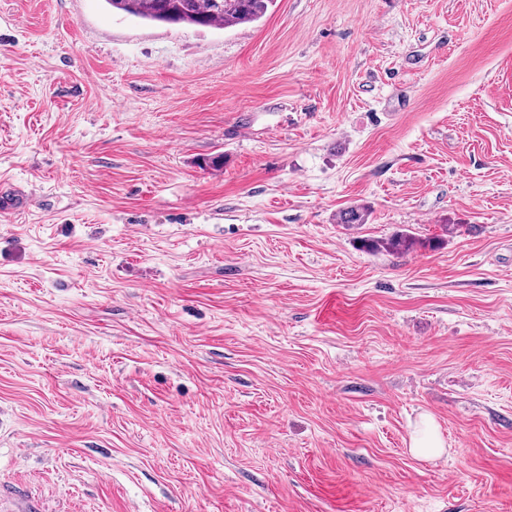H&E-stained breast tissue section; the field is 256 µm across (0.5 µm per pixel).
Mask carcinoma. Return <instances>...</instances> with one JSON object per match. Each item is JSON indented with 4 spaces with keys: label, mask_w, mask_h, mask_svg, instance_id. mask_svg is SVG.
<instances>
[{
    "label": "carcinoma",
    "mask_w": 512,
    "mask_h": 512,
    "mask_svg": "<svg viewBox=\"0 0 512 512\" xmlns=\"http://www.w3.org/2000/svg\"><path fill=\"white\" fill-rule=\"evenodd\" d=\"M112 10L147 22L220 28L252 23L263 18L276 0H105ZM369 211L362 206L342 210L338 223L354 227L367 223ZM437 241H420L399 232L384 239H364L371 252L408 253L419 247H435Z\"/></svg>",
    "instance_id": "1"
}]
</instances>
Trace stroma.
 Here are the masks:
<instances>
[{
	"instance_id": "35a3bbf8",
	"label": "stroma",
	"mask_w": 512,
	"mask_h": 512,
	"mask_svg": "<svg viewBox=\"0 0 512 512\" xmlns=\"http://www.w3.org/2000/svg\"><path fill=\"white\" fill-rule=\"evenodd\" d=\"M19 189L9 512H512V0H277L224 30L0 0ZM399 230L423 248L358 246ZM445 450L437 424L430 415H424L410 435L409 451L420 459H433Z\"/></svg>"
}]
</instances>
